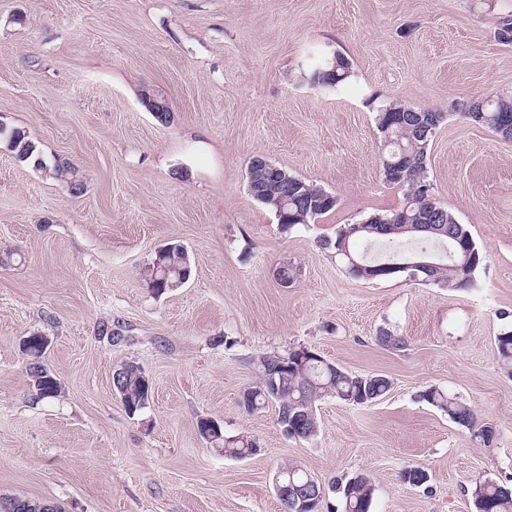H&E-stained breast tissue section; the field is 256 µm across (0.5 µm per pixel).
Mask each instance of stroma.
Segmentation results:
<instances>
[{"label":"stroma","mask_w":512,"mask_h":512,"mask_svg":"<svg viewBox=\"0 0 512 512\" xmlns=\"http://www.w3.org/2000/svg\"><path fill=\"white\" fill-rule=\"evenodd\" d=\"M507 12L512 0H0V125L86 177L72 195L0 141V503L282 512L274 477L288 465L327 487L322 512H343L330 487L358 474L372 512H475L480 481L512 486V365L495 342L512 330V141L464 116L512 94V45L496 37ZM334 50L353 77L311 87L310 65ZM146 88L171 124L144 107ZM393 100L446 114L427 174L486 256L478 288L356 278L320 245L402 206L374 112ZM255 156L333 193L335 209L283 230L249 193ZM172 243L191 275L158 296L146 269ZM285 264L298 269L288 286ZM104 323L127 342L100 338ZM383 329L406 346L378 344ZM32 334L50 339L56 399L32 395ZM301 346L392 388L362 407L324 399L316 436L288 437L277 404L250 413L240 399L261 356ZM126 363L153 383L133 416L112 386ZM431 386L492 423L495 445L421 401ZM202 417L260 453L210 448ZM410 466L429 482L406 483Z\"/></svg>","instance_id":"1"}]
</instances>
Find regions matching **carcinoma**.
I'll use <instances>...</instances> for the list:
<instances>
[{
    "mask_svg": "<svg viewBox=\"0 0 512 512\" xmlns=\"http://www.w3.org/2000/svg\"><path fill=\"white\" fill-rule=\"evenodd\" d=\"M322 75V87L332 89L353 76L350 61L341 53H336V64L324 58L315 62L308 70L306 78ZM503 112L512 113V95L502 94L484 104L483 112L468 109L465 116L477 124L501 133L496 125V116ZM445 119L444 113L427 108L415 107V111L398 117L389 128L384 158L401 176L392 184L403 190L404 204L391 214H373L365 224H345L336 230L333 238L320 241L323 248L335 251L343 262H348L345 252L351 251L353 241L388 240L399 243L400 251L374 264L402 263L423 257L415 248L420 239L430 240L436 245L451 244L456 255H443L438 260L439 267L433 272L418 271L415 280L432 282L444 288L472 289L477 286L479 271L483 268L484 256L479 249L463 255L473 237L466 225L458 222L447 208L433 210L429 200L421 193L425 186H431L427 176L426 158L428 148L418 137L417 130L423 126L437 129ZM10 144L17 157L37 166L41 156L28 135L19 129L12 131ZM47 176L66 183L77 195L84 189L80 170L65 159L55 158L48 163V169H40ZM288 174V211L294 213L306 210L318 218L332 211L338 199L332 193L289 172L282 166L266 167L258 165L248 169V183L263 189ZM191 271L188 253L179 245H170L158 252L149 268L150 288L163 294L181 287ZM356 278L392 279L403 272L382 270H357L351 272ZM42 364L28 366V377L34 396L38 400H51L59 396L61 387L52 374L33 380L35 371ZM391 381L382 374H353L332 363H323L310 358L299 347L285 355L270 354L260 359L258 381L242 394L241 404L249 412L266 403L278 404V424L291 438L307 440L316 435L318 422L315 416L316 403L324 398H335L347 405L363 406L382 398L390 389ZM115 393L120 397L130 415L147 408L152 388L142 372L132 364L116 369L113 376ZM420 399L448 414L456 424L466 428L483 446L489 447L496 439V429L492 424L478 418L473 408L458 396L429 387L419 394ZM198 433H207L206 442L211 447L231 457L244 459L255 453L257 441L244 434L228 436L224 428L213 425L212 419L201 418L197 422ZM406 483L421 487L428 481V472L422 467H410L403 473ZM344 502V512H371L374 487L370 479L357 475L344 483L335 485ZM474 504L477 512H512V488L492 479L475 486Z\"/></svg>",
    "mask_w": 512,
    "mask_h": 512,
    "instance_id": "carcinoma-1",
    "label": "carcinoma"
}]
</instances>
